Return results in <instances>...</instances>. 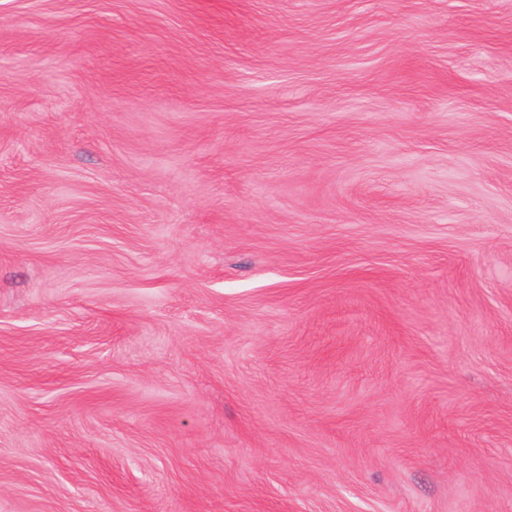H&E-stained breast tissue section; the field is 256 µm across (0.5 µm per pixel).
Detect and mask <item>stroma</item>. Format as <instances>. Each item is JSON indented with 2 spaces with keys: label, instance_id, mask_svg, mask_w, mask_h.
I'll list each match as a JSON object with an SVG mask.
<instances>
[{
  "label": "stroma",
  "instance_id": "stroma-1",
  "mask_svg": "<svg viewBox=\"0 0 512 512\" xmlns=\"http://www.w3.org/2000/svg\"><path fill=\"white\" fill-rule=\"evenodd\" d=\"M0 512H512V0H0Z\"/></svg>",
  "mask_w": 512,
  "mask_h": 512
}]
</instances>
